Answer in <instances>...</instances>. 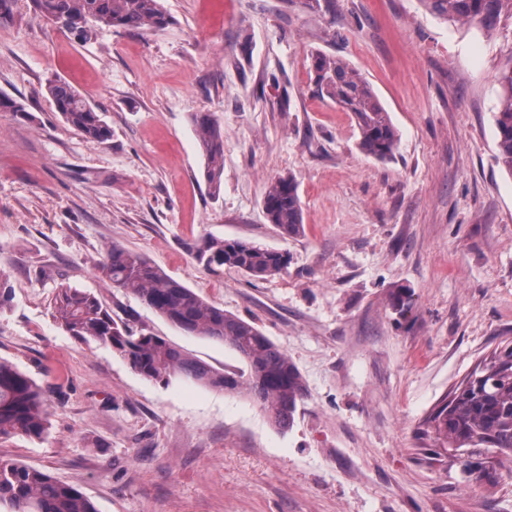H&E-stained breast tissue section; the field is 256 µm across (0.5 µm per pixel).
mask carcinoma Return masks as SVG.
<instances>
[{"mask_svg":"<svg viewBox=\"0 0 512 512\" xmlns=\"http://www.w3.org/2000/svg\"><path fill=\"white\" fill-rule=\"evenodd\" d=\"M445 21L494 24L504 12L512 13V0H422ZM37 18L67 28L77 20L86 28L77 37L86 40L99 30L121 28L130 32L163 30L171 17L162 0H29ZM321 92L352 114L359 131V146L366 154L387 159L394 154L399 133L389 112L370 84L345 60L327 54L312 56ZM500 108L496 115L497 163L512 174V68L498 76ZM47 94L62 119L86 139L105 145L111 129L102 114L68 82L56 78ZM205 160L203 177L210 193H219L224 173V130L210 112L192 116ZM264 210L270 223L293 236L304 229L298 185L292 177L273 181L265 194ZM206 266H228L255 278L281 272L288 254L238 240L208 238L188 246ZM102 272L112 287L135 296L184 332L221 341L245 361L243 378L217 370L185 354L166 339L115 319L91 292L62 287L54 300V318L74 339L111 348L148 380L182 377L201 386L243 393L268 414L272 424L286 430L306 392L304 379L280 348L253 323L207 302L191 288L166 274L142 255L117 245L106 252ZM474 372L495 381L491 395L481 399L460 385L443 399L425 420L450 448H497L512 455V349L495 350ZM47 431V399L37 381L12 363L0 359V438L22 433L40 439ZM7 512H97L77 487L25 464L0 461V507Z\"/></svg>","mask_w":512,"mask_h":512,"instance_id":"cac0c4a2","label":"carcinoma"}]
</instances>
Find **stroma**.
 Listing matches in <instances>:
<instances>
[{
  "label": "stroma",
  "instance_id": "1",
  "mask_svg": "<svg viewBox=\"0 0 512 512\" xmlns=\"http://www.w3.org/2000/svg\"><path fill=\"white\" fill-rule=\"evenodd\" d=\"M161 31L80 42L15 0L0 21V358L46 390L44 438L0 440V460L46 470L98 512H512V456L457 457L424 422L512 341V174L496 162L497 73L512 15L446 22L421 0H163ZM347 61L399 132L391 159L358 146L321 96L312 54ZM103 113L108 144L52 107L49 79ZM224 129L219 195L203 180L192 116ZM293 175L302 233L263 200ZM287 252L257 279L199 265L190 243ZM122 246L255 323L298 368L288 430L243 394L149 381L112 349L69 336L56 292L94 293L135 328L245 372L228 345L191 336L112 288Z\"/></svg>",
  "mask_w": 512,
  "mask_h": 512
}]
</instances>
